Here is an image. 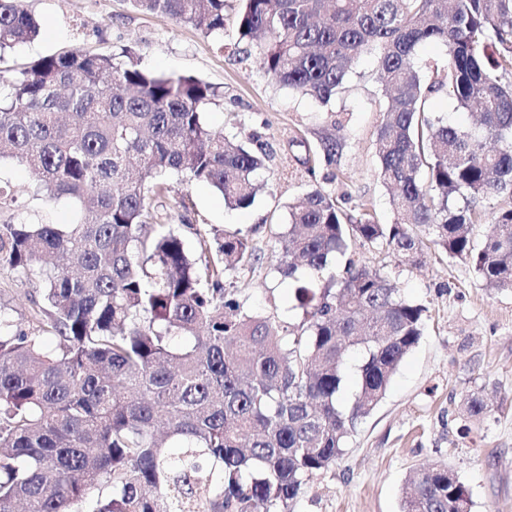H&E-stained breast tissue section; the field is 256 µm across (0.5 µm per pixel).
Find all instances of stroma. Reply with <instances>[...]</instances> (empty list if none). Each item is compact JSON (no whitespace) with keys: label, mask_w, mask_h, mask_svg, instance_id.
Wrapping results in <instances>:
<instances>
[{"label":"stroma","mask_w":512,"mask_h":512,"mask_svg":"<svg viewBox=\"0 0 512 512\" xmlns=\"http://www.w3.org/2000/svg\"><path fill=\"white\" fill-rule=\"evenodd\" d=\"M42 25L41 37L5 53L8 69L65 50H133L140 67L194 75L221 86L224 99L205 114L209 126L246 141L260 135L270 157L260 170L263 188L246 209L225 207L207 185L170 176L171 191L157 211L161 223L178 225L189 248L211 229L242 230L260 255L225 286L249 309L299 323L289 279L275 270L276 234L288 227L290 204L311 187L340 198L346 211L366 204L380 223L394 219L388 190L378 178L375 152L383 103L376 63L362 54L345 91L329 105L273 86L258 54L241 60L235 6L224 31L207 35L174 19L133 10L127 0H24ZM343 127L334 130L332 117ZM336 135L343 149L335 163L297 165L321 138ZM353 258L380 271L408 300L425 308L419 343L393 375L384 399L347 441L343 456L311 479L295 512H401L402 488L415 470L443 463L467 489L472 512H512V290L483 284L471 264L435 246L419 266L391 252L355 244ZM34 284L0 269V309L22 326L32 324ZM482 391L490 405L473 421L464 398Z\"/></svg>","instance_id":"obj_1"}]
</instances>
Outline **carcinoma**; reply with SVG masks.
Instances as JSON below:
<instances>
[{
	"label": "carcinoma",
	"mask_w": 512,
	"mask_h": 512,
	"mask_svg": "<svg viewBox=\"0 0 512 512\" xmlns=\"http://www.w3.org/2000/svg\"><path fill=\"white\" fill-rule=\"evenodd\" d=\"M210 35L227 0H128ZM240 39L271 83L328 104L363 52L377 54L384 102L379 177L394 221L346 212L318 187L289 206L277 271L293 280L297 326L245 310L224 286L260 256L239 232L190 251L155 222L165 177L209 184L250 207L264 144L234 145L205 107L224 92L142 69L128 48L70 50L0 70V161L37 175L31 197L67 199L71 224L37 211L0 221V268L35 279L26 330L0 315V512H294L336 463L422 335L425 308L348 256L352 242L413 263L433 235L481 281L512 289V0H238ZM39 21L0 0V52ZM441 43L426 79L416 48ZM447 90L479 113L459 129L427 108ZM25 203L0 186V213ZM493 221L480 241L474 226ZM343 274L321 287L331 262ZM362 353L345 399V352ZM468 417L490 412L480 392ZM402 512H471L446 465L405 482Z\"/></svg>",
	"instance_id": "1"
}]
</instances>
